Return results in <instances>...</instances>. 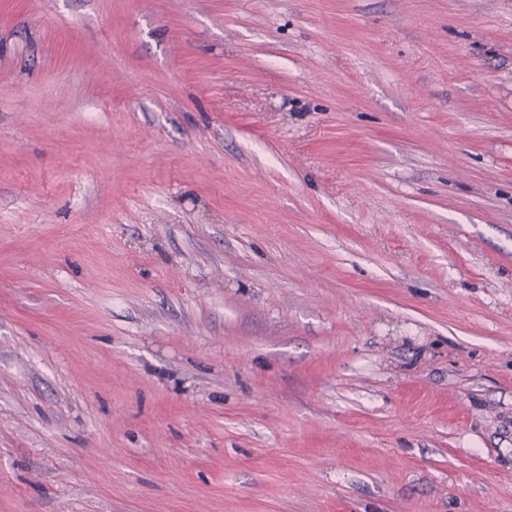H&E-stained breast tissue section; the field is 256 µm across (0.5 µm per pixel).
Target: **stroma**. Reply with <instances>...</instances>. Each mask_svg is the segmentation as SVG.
<instances>
[{
    "mask_svg": "<svg viewBox=\"0 0 512 512\" xmlns=\"http://www.w3.org/2000/svg\"><path fill=\"white\" fill-rule=\"evenodd\" d=\"M0 512H512V0H0Z\"/></svg>",
    "mask_w": 512,
    "mask_h": 512,
    "instance_id": "35a3bbf8",
    "label": "stroma"
}]
</instances>
